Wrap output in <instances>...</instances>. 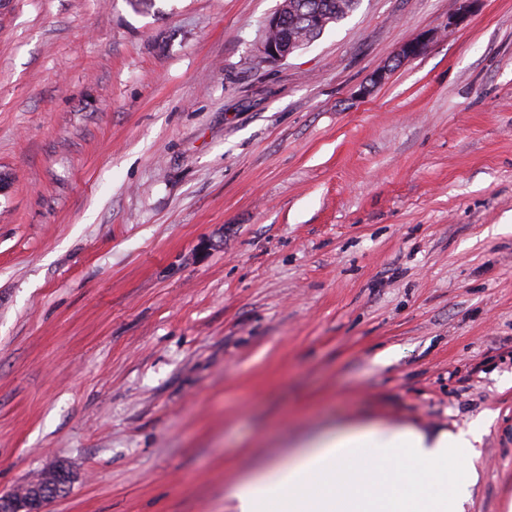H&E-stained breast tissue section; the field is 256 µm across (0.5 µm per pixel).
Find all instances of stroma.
<instances>
[{
    "label": "stroma",
    "mask_w": 512,
    "mask_h": 512,
    "mask_svg": "<svg viewBox=\"0 0 512 512\" xmlns=\"http://www.w3.org/2000/svg\"><path fill=\"white\" fill-rule=\"evenodd\" d=\"M279 2L0 0V494L225 512L338 421L484 413L469 512H512V0H359L268 64ZM433 38L434 35L432 33H422L413 40L403 44L396 54L395 61L402 63L421 56L427 50ZM71 478L64 469L42 474L10 494L0 495V512H43V506L64 495Z\"/></svg>",
    "instance_id": "1"
}]
</instances>
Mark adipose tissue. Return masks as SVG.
<instances>
[{
    "label": "adipose tissue",
    "mask_w": 512,
    "mask_h": 512,
    "mask_svg": "<svg viewBox=\"0 0 512 512\" xmlns=\"http://www.w3.org/2000/svg\"><path fill=\"white\" fill-rule=\"evenodd\" d=\"M480 424L424 430L353 421L224 488L233 512H466L479 479Z\"/></svg>",
    "instance_id": "ef3b65f1"
}]
</instances>
